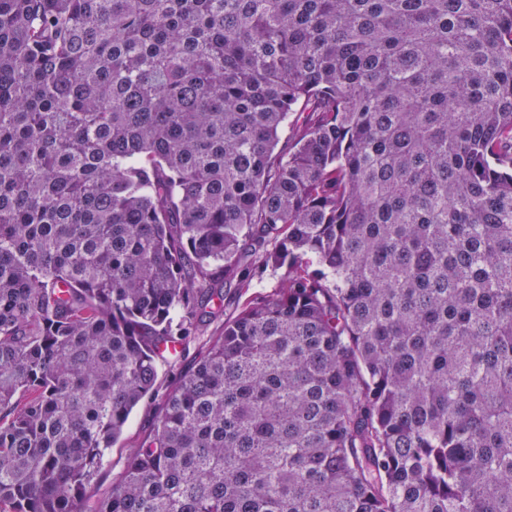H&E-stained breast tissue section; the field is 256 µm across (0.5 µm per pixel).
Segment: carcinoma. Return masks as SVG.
<instances>
[{"label":"carcinoma","mask_w":512,"mask_h":512,"mask_svg":"<svg viewBox=\"0 0 512 512\" xmlns=\"http://www.w3.org/2000/svg\"><path fill=\"white\" fill-rule=\"evenodd\" d=\"M0 512H512V0H0ZM247 296L240 297L233 290L226 291L223 314L209 321L204 334L188 337L184 357L177 362L158 365V378L154 394L133 410L122 435L110 448L104 465L88 491L89 503L103 497L111 489L112 483L120 480L126 469L130 448L136 445L144 433L151 430L166 394L178 384L180 378L189 370L194 361L204 353L210 340L221 335L224 329V320L234 317L240 311Z\"/></svg>","instance_id":"obj_1"}]
</instances>
